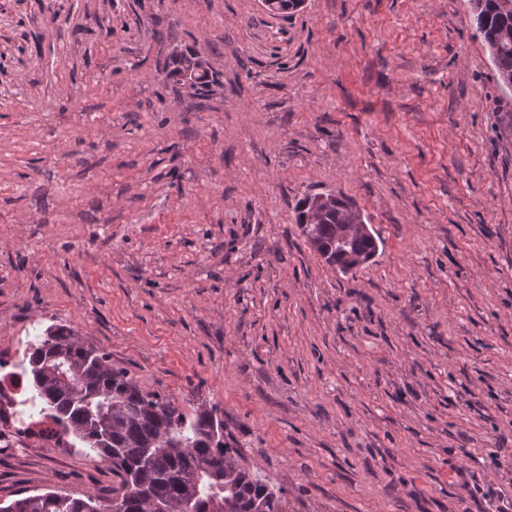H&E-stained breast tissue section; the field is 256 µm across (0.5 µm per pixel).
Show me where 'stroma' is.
Masks as SVG:
<instances>
[{"label":"stroma","instance_id":"35a3bbf8","mask_svg":"<svg viewBox=\"0 0 512 512\" xmlns=\"http://www.w3.org/2000/svg\"><path fill=\"white\" fill-rule=\"evenodd\" d=\"M469 0H0V359L52 324L216 407L287 512H512V90ZM205 55L204 93L166 79ZM353 200L339 272L295 223ZM52 443L0 502L110 493Z\"/></svg>","mask_w":512,"mask_h":512}]
</instances>
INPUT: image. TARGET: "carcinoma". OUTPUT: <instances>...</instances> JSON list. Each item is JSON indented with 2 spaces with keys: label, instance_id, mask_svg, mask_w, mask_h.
<instances>
[{
  "label": "carcinoma",
  "instance_id": "carcinoma-1",
  "mask_svg": "<svg viewBox=\"0 0 512 512\" xmlns=\"http://www.w3.org/2000/svg\"><path fill=\"white\" fill-rule=\"evenodd\" d=\"M472 23L483 39L499 85L512 89V0H471ZM352 201L340 194L328 210L298 205L330 265L378 251L374 237H337L351 221ZM34 409L50 419L84 454L112 468V496L73 497L52 489L22 492L0 512H284L275 490L239 462L224 442V420L214 407L184 413L173 399L141 389L108 353L82 343L64 326H50L14 364Z\"/></svg>",
  "mask_w": 512,
  "mask_h": 512
}]
</instances>
